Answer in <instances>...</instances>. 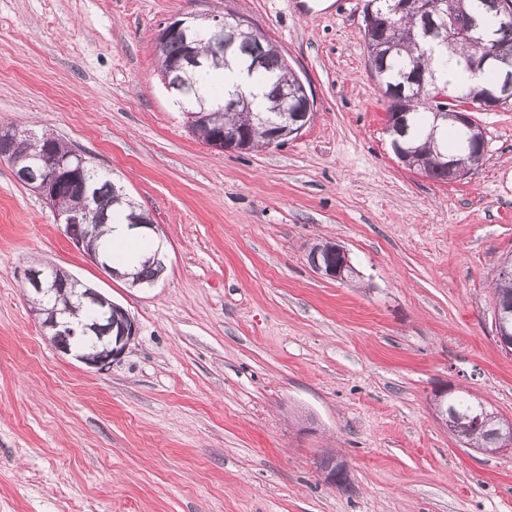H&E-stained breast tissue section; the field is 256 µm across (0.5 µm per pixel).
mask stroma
I'll return each mask as SVG.
<instances>
[{"label": "stroma", "instance_id": "35a3bbf8", "mask_svg": "<svg viewBox=\"0 0 512 512\" xmlns=\"http://www.w3.org/2000/svg\"><path fill=\"white\" fill-rule=\"evenodd\" d=\"M365 4L0 0V125L109 172L165 245L153 286L111 277L0 162V512H512V450L466 447L432 406L449 386L512 418L492 296L512 259V105L474 113L486 153L466 178L406 168ZM226 11L311 89L313 120L281 146L213 150L162 81L160 26ZM327 241L347 280L310 266ZM40 264L135 321L107 371L46 339L22 290ZM315 251L324 256L323 263L317 262L313 256L314 250L312 249L308 255V262L314 270L320 275L333 279L343 281L346 279L345 272L351 268V262L347 251L340 245L328 241L324 244L317 245ZM318 468L324 479L331 485L338 486L339 481L347 478L349 474L345 463L335 455L324 456L318 462Z\"/></svg>", "mask_w": 512, "mask_h": 512}]
</instances>
